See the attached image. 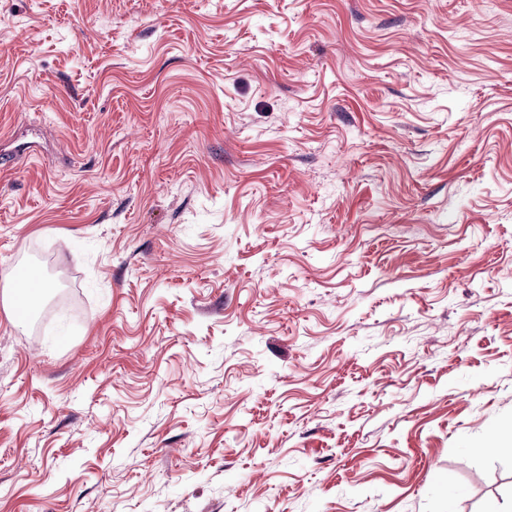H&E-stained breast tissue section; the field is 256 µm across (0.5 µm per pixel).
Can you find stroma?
<instances>
[{"label":"stroma","instance_id":"obj_1","mask_svg":"<svg viewBox=\"0 0 512 512\" xmlns=\"http://www.w3.org/2000/svg\"><path fill=\"white\" fill-rule=\"evenodd\" d=\"M0 512H512V0H0ZM4 280L6 285L2 289V299L5 306L8 307L14 317L17 316L18 307L22 299H27L32 308L35 306V299L41 294V291H33L26 295L17 282V277L13 276L11 273H8L4 277Z\"/></svg>","mask_w":512,"mask_h":512}]
</instances>
